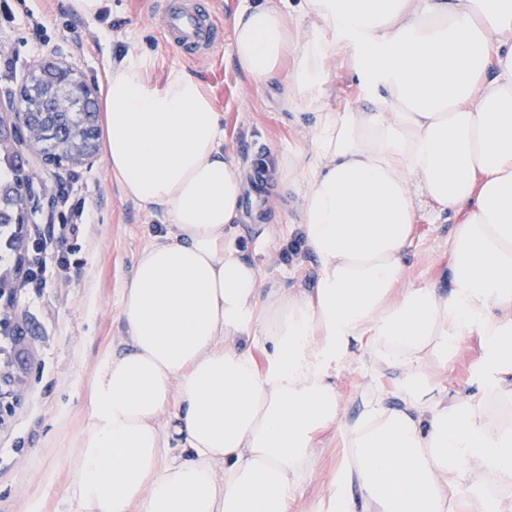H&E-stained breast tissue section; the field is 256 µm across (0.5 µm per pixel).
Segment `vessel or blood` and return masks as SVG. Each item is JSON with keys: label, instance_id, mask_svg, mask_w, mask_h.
Masks as SVG:
<instances>
[{"label": "vessel or blood", "instance_id": "b4317fda", "mask_svg": "<svg viewBox=\"0 0 512 512\" xmlns=\"http://www.w3.org/2000/svg\"><path fill=\"white\" fill-rule=\"evenodd\" d=\"M221 21L200 0L181 8H164L161 16L163 36L189 57L208 55L214 47Z\"/></svg>", "mask_w": 512, "mask_h": 512}]
</instances>
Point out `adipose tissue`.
Returning <instances> with one entry per match:
<instances>
[{
    "mask_svg": "<svg viewBox=\"0 0 512 512\" xmlns=\"http://www.w3.org/2000/svg\"><path fill=\"white\" fill-rule=\"evenodd\" d=\"M348 53L375 93L336 111L325 74ZM232 57L259 85L291 58L283 103L313 116L310 147L274 167L316 283L264 281L230 239L243 174L204 84L116 59L108 172L167 225L120 291L127 348L95 370L74 512H288L328 427L347 450L336 512H455L462 492L511 488L512 0H260L232 19ZM425 203L461 217L446 291L406 280ZM473 333L493 407L431 382ZM356 352L403 379L398 402L363 395L345 422L336 380Z\"/></svg>",
    "mask_w": 512,
    "mask_h": 512,
    "instance_id": "obj_1",
    "label": "adipose tissue"
}]
</instances>
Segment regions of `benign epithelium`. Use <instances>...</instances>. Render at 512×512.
<instances>
[{
    "label": "benign epithelium",
    "instance_id": "7a95c632",
    "mask_svg": "<svg viewBox=\"0 0 512 512\" xmlns=\"http://www.w3.org/2000/svg\"><path fill=\"white\" fill-rule=\"evenodd\" d=\"M96 89L54 50L28 67L14 89L0 93V154L19 160L13 182L0 186V224L12 227L15 258L0 265V426L14 414L31 371L23 327L15 312L20 286L34 276L30 226L54 219L61 174L98 159L95 112L68 126L65 113L83 101L95 104ZM52 172L47 180L41 172Z\"/></svg>",
    "mask_w": 512,
    "mask_h": 512
}]
</instances>
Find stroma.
Instances as JSON below:
<instances>
[{
	"mask_svg": "<svg viewBox=\"0 0 512 512\" xmlns=\"http://www.w3.org/2000/svg\"><path fill=\"white\" fill-rule=\"evenodd\" d=\"M159 0H103L99 12L79 16L68 0H0V89L16 86L28 65L52 50L63 53L92 84L102 85L113 60L134 53L152 57L150 76L160 81L174 69L200 80L224 120V147L245 173L254 172L271 150L285 153L308 143L307 114H293L282 101V84L258 87L235 67L229 27L240 0H207L224 24L209 58L187 59L159 32ZM40 28H33L32 18ZM332 109L363 108L369 87L354 74L350 56L337 57L327 77ZM50 224L32 227L38 239L36 277L20 288L16 309L32 346L34 364L20 406L0 427V512H72L67 489L90 405L89 386L100 354L121 345L119 294L139 253L164 230L162 215L141 211L124 200L105 161L64 176ZM241 219L231 234L244 259L266 278L311 287L316 268L306 253L284 260L293 241L287 197L272 188L247 185ZM455 217L435 219L422 206L412 228L406 257L407 280L449 285L450 236ZM65 261L44 265L55 243ZM433 380L449 391L465 392L486 404L490 379L481 360L480 338L463 337L447 368L433 369ZM390 392L398 375L385 371L369 379L352 358L338 379L343 419L358 412L368 386ZM312 477L296 491L291 512H336L332 485L343 456L335 430L320 433Z\"/></svg>",
	"mask_w": 512,
	"mask_h": 512,
	"instance_id": "stroma-1",
	"label": "stroma"
}]
</instances>
